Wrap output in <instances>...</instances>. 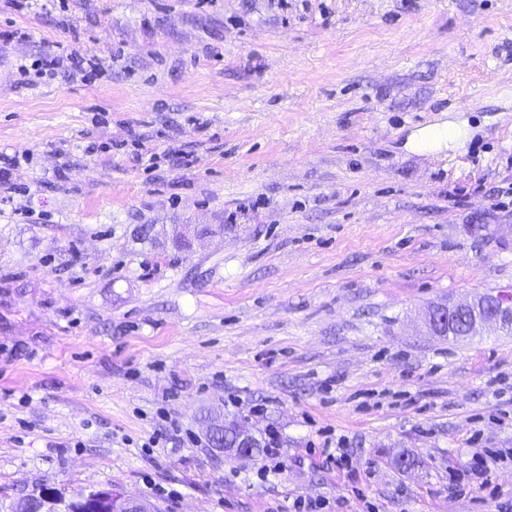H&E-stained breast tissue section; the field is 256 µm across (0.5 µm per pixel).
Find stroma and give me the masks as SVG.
<instances>
[{"label": "stroma", "mask_w": 512, "mask_h": 512, "mask_svg": "<svg viewBox=\"0 0 512 512\" xmlns=\"http://www.w3.org/2000/svg\"><path fill=\"white\" fill-rule=\"evenodd\" d=\"M5 30L0 512H512L511 456L469 470L512 448V333L422 320L512 293V0H0ZM75 46L101 69L39 76ZM233 420L281 473L212 448ZM467 135L465 129L455 126L448 125V128H436L428 131L426 136V143L433 146L435 144L443 145L445 141L448 142V147L454 145L457 141L462 140ZM84 489L73 490L68 498L62 494H56V499L50 501L45 497L39 495H27V498L20 499L19 503H28L31 505L27 511L32 512H78L77 500L84 493ZM62 504L65 506L63 507ZM75 510V511H68ZM81 512H156L147 501L112 493V489H98L81 503Z\"/></svg>", "instance_id": "35a3bbf8"}]
</instances>
